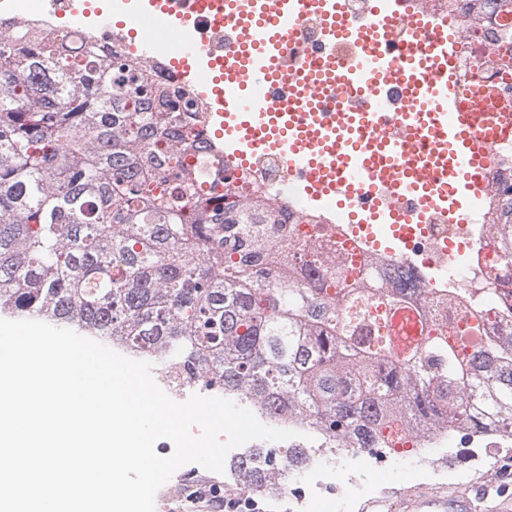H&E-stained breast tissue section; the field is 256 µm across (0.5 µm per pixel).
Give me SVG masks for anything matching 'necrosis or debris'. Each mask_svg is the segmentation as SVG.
<instances>
[{"mask_svg":"<svg viewBox=\"0 0 512 512\" xmlns=\"http://www.w3.org/2000/svg\"><path fill=\"white\" fill-rule=\"evenodd\" d=\"M28 30L49 32L67 57H83L88 45H95L99 54H123L142 75L169 90H181L196 101L200 111L208 113L212 102L204 98L195 80L179 75L170 61V50L176 49L178 35L184 27H177L176 39L170 40L168 53L147 54L132 49L123 29L113 27L104 17L73 13L66 0H0V33ZM212 162L234 171L244 194L276 199L286 209L290 220L274 225L273 231L281 240L297 238L308 253L323 252L327 261H316L302 266L301 276L312 287H321L326 278L328 263L352 262L358 272L372 269L377 274L395 279L398 272L408 270L421 274L423 261H431L446 271L448 277L441 283L421 279L418 286L423 295L434 304H441L449 295L462 297L459 308L443 312V319L457 321L469 306L470 298L488 275L493 274L500 253L482 227L499 201L498 186L512 185V138L495 147L491 184L492 191L483 208L472 212L468 222L447 224L439 214L431 212L407 253H385L373 250L356 232L354 225L346 223L341 214L314 208L294 191L285 159L275 151L255 157L249 166H241L236 158L226 153L215 154ZM103 345L131 359L152 363V374L173 400L182 402L191 395L223 396L224 390L209 382L207 375L185 377L180 365L159 363L158 354L149 348L133 347L115 337H102ZM232 399L239 406L253 412L264 425L295 431L293 439L276 443L278 458H286L292 448L304 449L307 463L300 472L276 466L271 470L272 492L267 496L266 512H326L335 507L344 512L355 495L375 494L380 483L378 474L388 467L391 452H367L351 445L337 443L335 438L319 430L294 411L270 412L244 391H235ZM426 447L449 454L456 448H471L478 462L476 471L486 478H501L502 463L512 457V438L508 436H461L439 429L425 441ZM202 470L193 465L181 466L174 478L173 488H160L157 492L159 512H186L202 482Z\"/></svg>","mask_w":512,"mask_h":512,"instance_id":"1","label":"necrosis or debris"}]
</instances>
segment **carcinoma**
<instances>
[{"label":"carcinoma","mask_w":512,"mask_h":512,"mask_svg":"<svg viewBox=\"0 0 512 512\" xmlns=\"http://www.w3.org/2000/svg\"><path fill=\"white\" fill-rule=\"evenodd\" d=\"M508 14L512 0H467L463 29ZM476 66L512 70V27ZM34 72L48 78L34 84ZM212 143L201 113L120 53L91 46L69 61L51 35L1 38L0 313L166 347L365 451L404 419L512 436V341L467 322L443 329L413 286L371 303L344 266L329 271L334 297L303 284L302 256L286 269L271 257L276 206L211 175ZM503 193L489 224L512 261V187ZM236 469L249 492L271 490L263 453Z\"/></svg>","instance_id":"obj_1"}]
</instances>
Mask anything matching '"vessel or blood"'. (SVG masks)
I'll use <instances>...</instances> for the list:
<instances>
[{
  "instance_id": "vessel-or-blood-1",
  "label": "vessel or blood",
  "mask_w": 512,
  "mask_h": 512,
  "mask_svg": "<svg viewBox=\"0 0 512 512\" xmlns=\"http://www.w3.org/2000/svg\"><path fill=\"white\" fill-rule=\"evenodd\" d=\"M330 48L318 69L305 71L298 88L276 99L288 66V41L303 10L302 0H155L150 24L141 26V48L153 51L175 19L195 22L201 40L182 42L180 68L201 54L210 65L199 76L224 111V139L242 164L269 147L301 175L310 200L339 210L349 223L389 220L396 233L425 221L427 208L448 201L449 220L468 216L469 205L489 191L490 144L512 133V106L487 87L465 90L457 77V48L447 22L389 10L376 4L371 20L353 27L343 0H316ZM237 30L231 53L213 49L212 34ZM405 41L396 55L390 41ZM360 52L337 63L335 52L351 42ZM407 87L413 103L398 133H382L386 114L377 100L384 79ZM355 97L338 111H320L339 88ZM398 193L420 194L423 212L386 207L377 183ZM407 512H512V496L478 490L425 494Z\"/></svg>"
}]
</instances>
